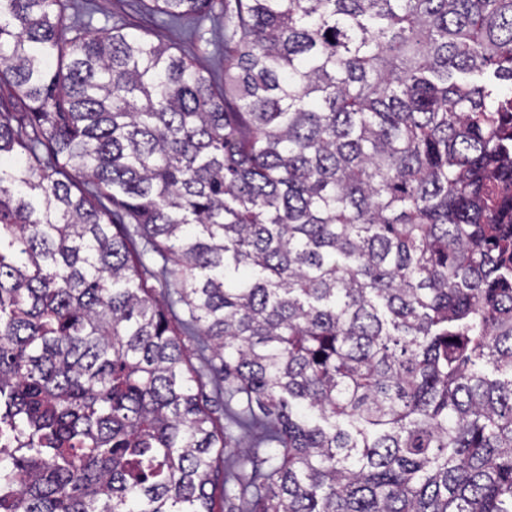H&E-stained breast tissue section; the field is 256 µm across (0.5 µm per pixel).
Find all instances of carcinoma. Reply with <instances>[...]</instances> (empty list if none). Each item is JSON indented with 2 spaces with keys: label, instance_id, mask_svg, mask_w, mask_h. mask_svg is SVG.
<instances>
[{
  "label": "carcinoma",
  "instance_id": "cac0c4a2",
  "mask_svg": "<svg viewBox=\"0 0 512 512\" xmlns=\"http://www.w3.org/2000/svg\"><path fill=\"white\" fill-rule=\"evenodd\" d=\"M75 8L0 0V512H213L183 336L247 512H512V0ZM224 1L213 0L211 4L212 20L205 22L206 34L202 40H193L187 36L183 27L162 26L159 18L153 17L140 8L137 0H94L93 27L101 31L109 29L115 22H125L135 28L131 31L149 34L156 40L154 33H159L163 42L171 44L177 53H186L196 58L205 67L215 64L213 30L224 34ZM189 358L195 377L196 392L199 393L201 403L210 413L215 427L221 431L227 426L224 417V380L214 370L209 361V351L203 350L201 336L181 337Z\"/></svg>",
  "mask_w": 512,
  "mask_h": 512
}]
</instances>
